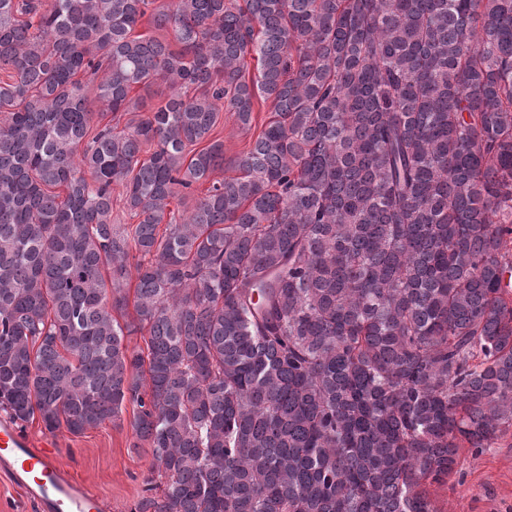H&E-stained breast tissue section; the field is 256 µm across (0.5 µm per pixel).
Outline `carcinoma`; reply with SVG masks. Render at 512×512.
I'll list each match as a JSON object with an SVG mask.
<instances>
[{
    "mask_svg": "<svg viewBox=\"0 0 512 512\" xmlns=\"http://www.w3.org/2000/svg\"><path fill=\"white\" fill-rule=\"evenodd\" d=\"M154 2L0 0V412L136 407L131 512H436L512 429V0ZM172 89L169 85L161 80L157 81V85H155L150 93H146L142 90L134 92V96L140 95L143 97L144 107L141 111L143 112H135V115H147L148 110L155 108L161 104H164L167 99L170 97ZM271 116L270 104H261L259 99L255 100L254 120L251 128H242L238 125L232 112L225 108L219 112L220 137L224 140V169L216 170L203 184L193 186L195 197L201 196L207 187L215 180H223L224 177L235 176L238 172L230 165L231 160L236 159L256 139L257 135Z\"/></svg>",
    "mask_w": 512,
    "mask_h": 512,
    "instance_id": "carcinoma-1",
    "label": "carcinoma"
}]
</instances>
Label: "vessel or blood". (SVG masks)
<instances>
[{
    "label": "vessel or blood",
    "mask_w": 512,
    "mask_h": 512,
    "mask_svg": "<svg viewBox=\"0 0 512 512\" xmlns=\"http://www.w3.org/2000/svg\"><path fill=\"white\" fill-rule=\"evenodd\" d=\"M53 440L33 441L0 421V474L36 503L39 512H102V498L58 467Z\"/></svg>",
    "instance_id": "obj_1"
}]
</instances>
